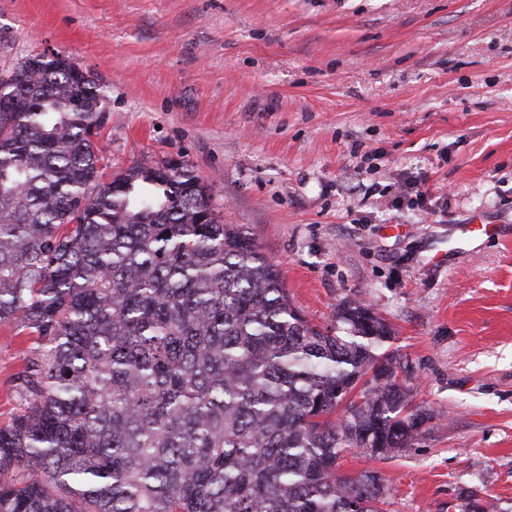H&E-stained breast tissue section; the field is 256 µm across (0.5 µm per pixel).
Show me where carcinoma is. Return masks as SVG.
I'll return each mask as SVG.
<instances>
[{
  "label": "carcinoma",
  "instance_id": "carcinoma-1",
  "mask_svg": "<svg viewBox=\"0 0 512 512\" xmlns=\"http://www.w3.org/2000/svg\"><path fill=\"white\" fill-rule=\"evenodd\" d=\"M0 81V324L36 334L0 426V512H382L414 406L390 324L357 301L331 328L226 224L188 165L100 182L104 94L44 55ZM454 512H512L478 489Z\"/></svg>",
  "mask_w": 512,
  "mask_h": 512
}]
</instances>
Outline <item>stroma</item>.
Returning a JSON list of instances; mask_svg holds the SVG:
<instances>
[{"label":"stroma","instance_id":"1","mask_svg":"<svg viewBox=\"0 0 512 512\" xmlns=\"http://www.w3.org/2000/svg\"><path fill=\"white\" fill-rule=\"evenodd\" d=\"M48 51L101 82L102 182L186 161L309 322L392 325L434 418L340 474L385 477V512L512 500V236L460 231L512 226V0H0V78ZM37 346L0 325V423ZM456 504L448 505L455 512H512V504L502 503L478 489H465L458 493Z\"/></svg>","mask_w":512,"mask_h":512}]
</instances>
